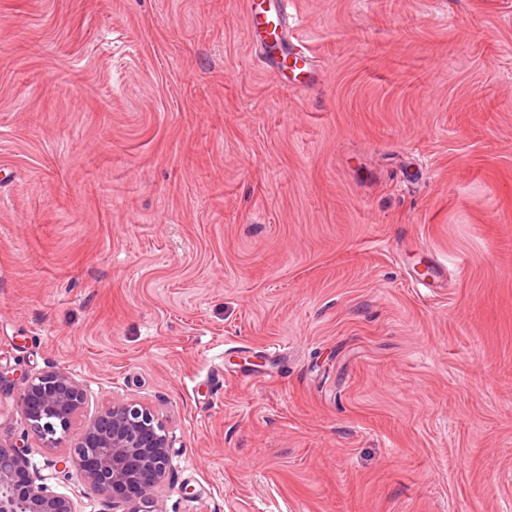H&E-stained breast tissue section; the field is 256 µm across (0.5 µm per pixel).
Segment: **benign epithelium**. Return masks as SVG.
I'll return each mask as SVG.
<instances>
[{"instance_id":"obj_1","label":"benign epithelium","mask_w":512,"mask_h":512,"mask_svg":"<svg viewBox=\"0 0 512 512\" xmlns=\"http://www.w3.org/2000/svg\"><path fill=\"white\" fill-rule=\"evenodd\" d=\"M83 384L64 370L21 378L18 406L29 432L51 448L68 441L57 464L75 476L83 494L112 503V512H162L160 492L173 441L158 415L133 400L114 402L88 420ZM27 443L0 444V512H80L74 498L35 482L28 474Z\"/></svg>"}]
</instances>
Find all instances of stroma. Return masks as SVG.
<instances>
[{
	"instance_id": "stroma-1",
	"label": "stroma",
	"mask_w": 512,
	"mask_h": 512,
	"mask_svg": "<svg viewBox=\"0 0 512 512\" xmlns=\"http://www.w3.org/2000/svg\"><path fill=\"white\" fill-rule=\"evenodd\" d=\"M291 10L300 89L249 0H0V368L153 407L163 512H512V0ZM260 1V2H258ZM267 0H254L251 12L248 14L247 35L251 44L261 47L264 63L271 68L281 84L288 87V77L284 70H298L297 75H306L303 82L313 78V60L307 53V47L292 33L291 0L273 1L265 6ZM297 41V44L293 40ZM291 62L288 66L287 61Z\"/></svg>"
}]
</instances>
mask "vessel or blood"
<instances>
[{
	"instance_id": "b4317fda",
	"label": "vessel or blood",
	"mask_w": 512,
	"mask_h": 512,
	"mask_svg": "<svg viewBox=\"0 0 512 512\" xmlns=\"http://www.w3.org/2000/svg\"><path fill=\"white\" fill-rule=\"evenodd\" d=\"M290 4L291 0H257L247 19L250 43L261 47L265 65L279 78L289 68L308 76L313 73L307 47L293 40Z\"/></svg>"
}]
</instances>
